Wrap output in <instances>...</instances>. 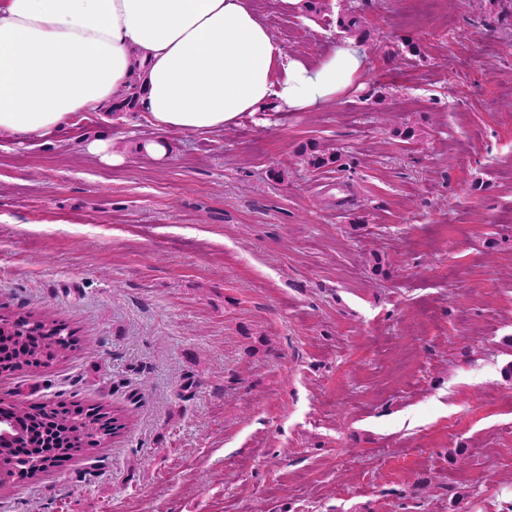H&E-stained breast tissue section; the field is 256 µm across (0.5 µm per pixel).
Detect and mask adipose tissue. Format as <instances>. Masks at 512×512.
Instances as JSON below:
<instances>
[{"label": "adipose tissue", "mask_w": 512, "mask_h": 512, "mask_svg": "<svg viewBox=\"0 0 512 512\" xmlns=\"http://www.w3.org/2000/svg\"><path fill=\"white\" fill-rule=\"evenodd\" d=\"M366 68L348 39L288 52L251 0H0V137L43 135L124 95L161 131L234 125L269 100L326 107Z\"/></svg>", "instance_id": "obj_1"}]
</instances>
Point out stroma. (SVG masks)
<instances>
[{
	"label": "stroma",
	"instance_id": "obj_1",
	"mask_svg": "<svg viewBox=\"0 0 512 512\" xmlns=\"http://www.w3.org/2000/svg\"><path fill=\"white\" fill-rule=\"evenodd\" d=\"M413 2L349 0L367 69L327 107L272 101L219 133L100 108L0 138V314L57 315L81 345L0 376V399L75 397L125 424L0 487V512L512 499V0L417 21ZM253 4L289 51L344 39L339 0ZM95 137L123 162L88 154ZM162 138L169 159L141 151ZM310 142L340 161L307 167Z\"/></svg>",
	"mask_w": 512,
	"mask_h": 512
}]
</instances>
